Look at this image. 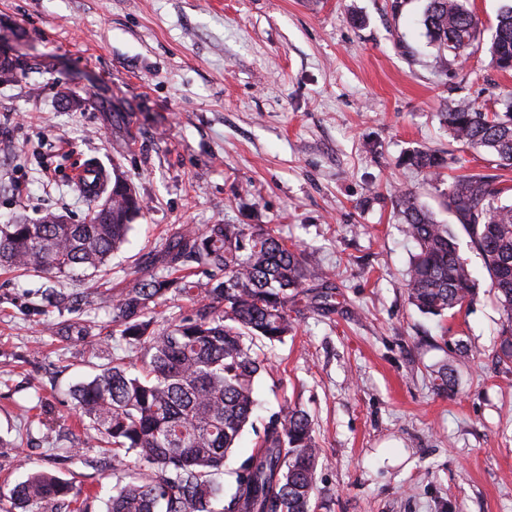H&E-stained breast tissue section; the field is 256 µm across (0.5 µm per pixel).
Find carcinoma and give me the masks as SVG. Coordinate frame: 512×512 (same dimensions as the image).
<instances>
[{"label": "carcinoma", "mask_w": 512, "mask_h": 512, "mask_svg": "<svg viewBox=\"0 0 512 512\" xmlns=\"http://www.w3.org/2000/svg\"><path fill=\"white\" fill-rule=\"evenodd\" d=\"M423 25L430 43L464 59L479 20L469 0H427ZM494 67L512 70V3L504 4L489 48ZM461 151L485 153L496 168H512V98L487 112L461 101L444 115ZM408 165L432 177L450 160L416 151ZM496 174H463L445 192L456 223L442 224L410 191L396 200L406 234L415 242L408 267L410 302L422 313L461 311L475 294V278L459 255L462 230L478 252L501 315L499 362L512 367V203L498 201ZM141 200L112 166L109 185L91 199L78 223L58 224L46 210L33 223L0 225V268L53 282L78 281L103 271L129 240ZM161 272L135 278L112 300V336L136 355L114 357L71 391L81 429L72 440L92 443L126 467L105 512H313L320 448L309 414L298 407L271 413L257 431L258 446L236 470V489L222 510L225 462L257 405L256 382L266 365L254 342H283L295 330L288 300L329 274L274 229L256 224H207L173 232L158 258ZM192 307L161 317L168 296ZM92 318L46 328L82 340ZM67 480L38 472L9 490L14 508L65 502L84 508Z\"/></svg>", "instance_id": "1"}]
</instances>
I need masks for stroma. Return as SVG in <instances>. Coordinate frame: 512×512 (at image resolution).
Masks as SVG:
<instances>
[{
	"mask_svg": "<svg viewBox=\"0 0 512 512\" xmlns=\"http://www.w3.org/2000/svg\"><path fill=\"white\" fill-rule=\"evenodd\" d=\"M470 3L481 37L459 61L428 44L426 0H0V43L28 71L0 84V224L82 220L70 175L88 160L118 165L144 203L100 282L60 283L83 303L44 306L41 278L0 270V489L50 472L104 512L125 472L68 431L72 386L125 352L107 300L175 228L267 224L334 287L330 305L300 306L294 336L256 347L271 367L256 417L296 405L313 419L315 512H512V370L481 258L461 241L472 304L421 314L396 210L410 190L451 223L449 182L490 170L442 120L512 93L489 53L504 0ZM416 150L460 161L434 180L404 164ZM77 314L94 336L42 334ZM446 363L457 381L440 390Z\"/></svg>",
	"mask_w": 512,
	"mask_h": 512,
	"instance_id": "35a3bbf8",
	"label": "stroma"
}]
</instances>
